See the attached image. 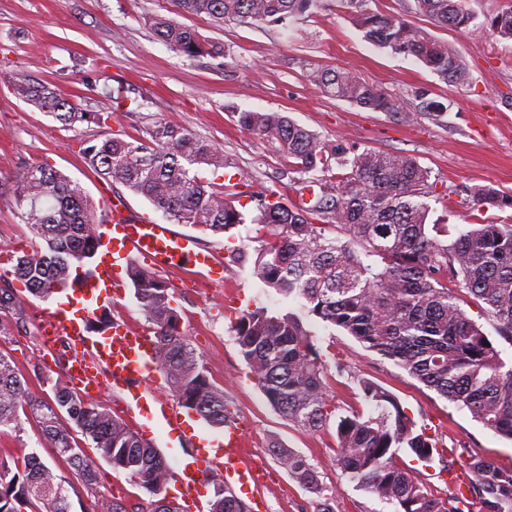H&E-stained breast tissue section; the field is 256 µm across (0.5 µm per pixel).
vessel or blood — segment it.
<instances>
[{
  "label": "vessel or blood",
  "mask_w": 512,
  "mask_h": 512,
  "mask_svg": "<svg viewBox=\"0 0 512 512\" xmlns=\"http://www.w3.org/2000/svg\"><path fill=\"white\" fill-rule=\"evenodd\" d=\"M102 248L96 275L75 284L76 310H46L41 319L44 343L59 336H74L79 346L66 370L77 389L91 395L103 391L122 394L126 411L138 431L147 437L160 436L173 450L178 468V491L183 501H197L205 474H223L228 487L247 488L260 483V474L241 455L243 433L237 422L224 426L223 434L189 420L158 387L152 376L157 368V348L152 336L128 324L109 328L102 336L88 335L85 321L98 300L110 295L116 282L113 271L136 255L153 268L177 272L182 282H224V263L195 239L176 232L171 225L158 224L145 216L132 215L118 199H103L99 212ZM191 453H182L184 444Z\"/></svg>",
  "instance_id": "b4317fda"
}]
</instances>
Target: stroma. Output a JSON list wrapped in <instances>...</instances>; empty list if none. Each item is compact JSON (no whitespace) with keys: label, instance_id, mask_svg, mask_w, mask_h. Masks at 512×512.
<instances>
[{"label":"stroma","instance_id":"1","mask_svg":"<svg viewBox=\"0 0 512 512\" xmlns=\"http://www.w3.org/2000/svg\"><path fill=\"white\" fill-rule=\"evenodd\" d=\"M407 5L408 0L374 2L375 9L404 13L413 26L451 44L468 70L464 83L446 84L414 60L365 41L336 0H323L320 10L287 27L273 22L218 27L182 17V24L226 53L223 62L176 53L145 25V16L170 10V0H0V72L6 74L0 79V288L13 289L26 310L24 323L0 336V353L14 360L34 394L53 400L42 378L63 375L70 342L62 338L42 345L40 316L45 308L67 306L70 294L36 298L13 274L12 251L37 245L17 216L12 194L16 179L42 164L80 183L92 200L119 196L133 214L165 221L144 197L102 179L87 165L82 149L88 141L139 139L155 122H166L220 145L235 164L241 191L285 195L290 178L278 144L241 130L235 122L236 113L244 110L284 112L323 139H338L360 151L415 157L436 185L430 221L472 224L480 217H498V210L482 213L463 199L484 185L512 192V42L488 32L463 35L436 27ZM313 66L348 69L408 102L416 88H427L446 112L438 120L419 114L407 120L355 108L310 85L305 74ZM15 73L52 84L79 111L107 112L111 118L100 126L62 125L14 95L7 77ZM119 99L124 108H116ZM177 230L220 257L233 250L249 257L248 262L229 264L223 286L201 283L172 291L184 338L244 425L248 461L267 472L263 484L241 492V499L254 505V512H318L319 498L292 479L274 456L271 444L276 441L307 457L332 492L334 512H396L395 504L357 486L337 467L334 425L308 431L288 422L268 403L239 352L231 324L241 312L258 306L273 313L299 308L254 277L251 259L260 247L254 225H242L230 237L182 224ZM303 326L322 353L345 366L341 373L329 370L326 380L337 414L369 413L359 388L364 378L391 392L417 427L437 436L439 454L431 464L418 462L404 448L397 453L398 464L414 470L428 492L442 498L456 495V481L441 477L440 470L462 454L512 468L511 440L339 328L314 318L304 319ZM1 448L11 457L37 454L64 476L72 512H85L101 497L121 501L129 512H154L156 496L113 470L93 448L87 455L98 482L85 487L35 420L25 421L18 431L1 430Z\"/></svg>","mask_w":512,"mask_h":512}]
</instances>
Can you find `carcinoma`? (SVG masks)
I'll return each instance as SVG.
<instances>
[{"instance_id":"1","label":"carcinoma","mask_w":512,"mask_h":512,"mask_svg":"<svg viewBox=\"0 0 512 512\" xmlns=\"http://www.w3.org/2000/svg\"><path fill=\"white\" fill-rule=\"evenodd\" d=\"M184 16L206 17L215 25L274 22L287 25L314 13L322 0H172ZM372 0H340L367 42L410 57L448 83L466 78L461 58L447 42L428 36L400 13L370 6ZM412 9L438 27L461 34L488 30L512 41V7L481 24L462 0H414ZM174 51L220 56L197 30L166 15L145 18ZM307 81L326 94L374 112L402 113L404 103L345 69L314 68ZM13 92L52 114L65 126L106 124L102 112H80L45 82L12 80ZM423 115L439 117L446 107L425 90L415 94ZM237 125L279 144L291 172L292 199L276 193L249 195L253 207L235 205L241 192L219 190L195 168L217 172L234 167L224 150L190 131L158 122L141 140L105 137L83 148L103 178L116 180L144 197L173 224L203 233L226 234L243 224L265 230L253 264L254 275L286 301H297L307 317L334 325L366 349L393 361L496 434L512 440V363L461 307L460 289L492 317L499 337L512 346V220L479 221L458 229L449 242L448 225L428 223L434 197L430 170L398 152L357 151L327 141L284 112L234 113ZM17 210L43 245L17 256L15 277L42 299L75 280L94 275L100 246L98 207L62 172L28 168L13 189ZM483 210H512V195L491 186L473 190ZM134 297L159 346L158 368L181 405L215 427L230 416L224 390L216 387L200 356L183 338L180 318L165 281L134 264L129 270ZM23 302L0 289V334L24 322ZM240 353L269 404L289 422L309 430L333 414L326 394L327 361L292 311L272 314L263 306L247 310L232 324ZM53 401L38 399L12 362L0 353V428L21 429L22 418H37L42 435L66 458L88 488L97 471L85 456L92 443L115 470L159 495L174 473L159 452L105 407L81 398L59 381ZM360 389L372 413L336 419V465L350 480L397 506L396 512H512V469L467 457L465 491L435 497L413 471L396 462L407 448L425 463L438 453L436 437L417 430L394 395L366 380ZM280 465L302 487L326 498L325 487L307 458L277 447ZM71 512L64 480L33 455L11 469L0 460V512ZM210 512H251L224 485L214 487Z\"/></svg>"}]
</instances>
